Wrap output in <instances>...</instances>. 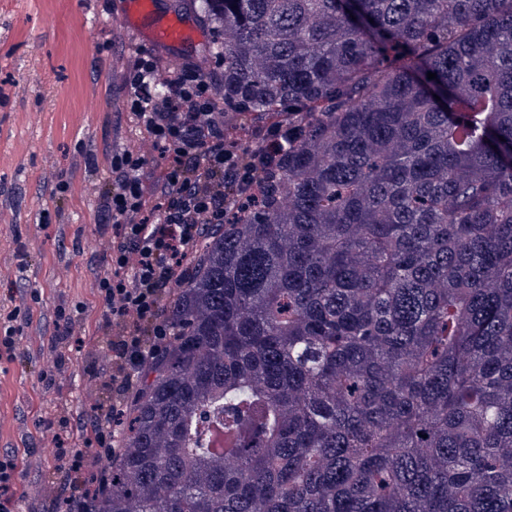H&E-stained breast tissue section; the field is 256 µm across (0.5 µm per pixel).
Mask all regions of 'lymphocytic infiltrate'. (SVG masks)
Listing matches in <instances>:
<instances>
[{"label":"lymphocytic infiltrate","mask_w":512,"mask_h":512,"mask_svg":"<svg viewBox=\"0 0 512 512\" xmlns=\"http://www.w3.org/2000/svg\"><path fill=\"white\" fill-rule=\"evenodd\" d=\"M222 59L210 71L193 63L161 72L152 51H140L126 78V112L147 134L148 151H113L112 179L104 192V216L112 237L103 255L110 275L99 293L112 316L108 361L117 398L134 393L145 365L165 349L171 328L164 302L180 280L197 241L241 208L286 145L271 119L251 131L252 147L240 151L224 129ZM166 160L163 176L148 181L149 152ZM93 429L101 447L67 448L60 426L55 453L66 473L99 471L112 453L108 423Z\"/></svg>","instance_id":"1"}]
</instances>
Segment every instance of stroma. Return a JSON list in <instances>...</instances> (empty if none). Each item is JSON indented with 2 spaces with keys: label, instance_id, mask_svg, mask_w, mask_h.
<instances>
[{
  "label": "stroma",
  "instance_id": "1",
  "mask_svg": "<svg viewBox=\"0 0 512 512\" xmlns=\"http://www.w3.org/2000/svg\"><path fill=\"white\" fill-rule=\"evenodd\" d=\"M123 0H0V318L22 330L0 356V454L16 458V512H51L60 477L53 433L112 404L106 308L97 290L110 271L112 234L100 205L110 157L143 136L114 96L138 53L119 39ZM70 190L58 195L56 185ZM77 313V335L55 341V312ZM53 386L41 375L56 353Z\"/></svg>",
  "mask_w": 512,
  "mask_h": 512
}]
</instances>
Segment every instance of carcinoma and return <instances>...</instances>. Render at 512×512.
I'll return each instance as SVG.
<instances>
[{
	"label": "carcinoma",
	"instance_id": "cac0c4a2",
	"mask_svg": "<svg viewBox=\"0 0 512 512\" xmlns=\"http://www.w3.org/2000/svg\"><path fill=\"white\" fill-rule=\"evenodd\" d=\"M199 9L288 150L197 242L91 512H512V0Z\"/></svg>",
	"mask_w": 512,
	"mask_h": 512
}]
</instances>
